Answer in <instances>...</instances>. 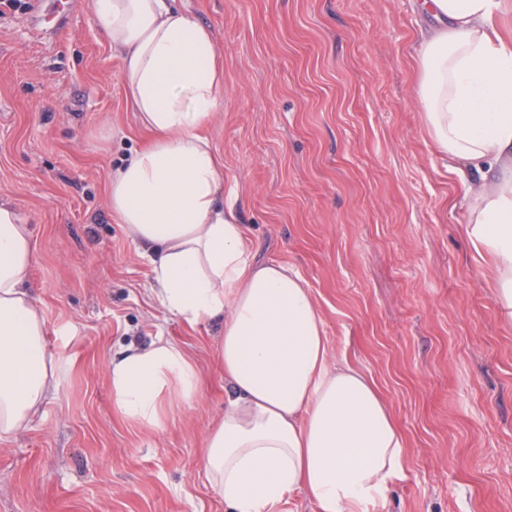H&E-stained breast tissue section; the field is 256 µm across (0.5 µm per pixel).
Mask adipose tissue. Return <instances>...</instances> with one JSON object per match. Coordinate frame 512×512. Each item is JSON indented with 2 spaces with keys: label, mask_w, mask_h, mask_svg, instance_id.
Segmentation results:
<instances>
[{
  "label": "adipose tissue",
  "mask_w": 512,
  "mask_h": 512,
  "mask_svg": "<svg viewBox=\"0 0 512 512\" xmlns=\"http://www.w3.org/2000/svg\"><path fill=\"white\" fill-rule=\"evenodd\" d=\"M149 142L110 177L113 215L147 259L157 298L189 329L220 327L224 411L205 439L206 480L228 512L303 494L316 512H376L404 469L406 438L375 379L329 364L326 324L293 268L255 257L237 190L204 130L224 99L210 31L175 0H93ZM434 26L411 56L423 128L466 189V234L490 260L512 320V38L506 0H421ZM32 233L0 200V440L59 395L60 360L31 290ZM112 410L149 432L193 407L199 376L157 337L106 363Z\"/></svg>",
  "instance_id": "obj_1"
}]
</instances>
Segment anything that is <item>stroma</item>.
Here are the masks:
<instances>
[{
	"mask_svg": "<svg viewBox=\"0 0 512 512\" xmlns=\"http://www.w3.org/2000/svg\"><path fill=\"white\" fill-rule=\"evenodd\" d=\"M224 61L207 133L259 260L292 266L330 356L382 388L407 438L378 512H512V324L419 123L415 0H178ZM0 9V199L35 238L33 294L59 398L0 442V512H225L201 445L224 410L212 325L159 303L107 186L146 138L90 0ZM163 335L200 394L153 432L112 411L105 363Z\"/></svg>",
	"mask_w": 512,
	"mask_h": 512,
	"instance_id": "35a3bbf8",
	"label": "stroma"
}]
</instances>
